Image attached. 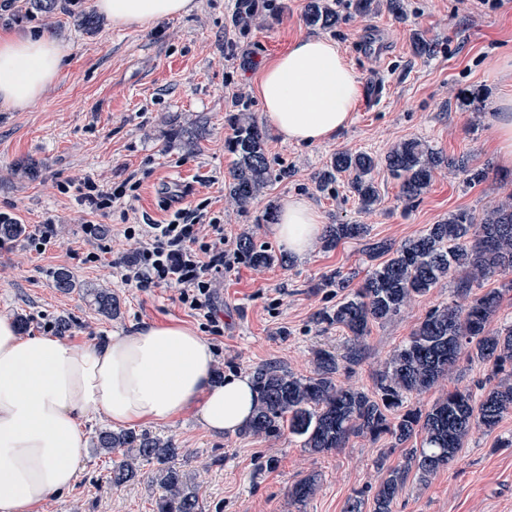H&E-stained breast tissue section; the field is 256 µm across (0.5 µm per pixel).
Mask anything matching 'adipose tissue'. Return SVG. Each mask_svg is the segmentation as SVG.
Instances as JSON below:
<instances>
[{"label":"adipose tissue","mask_w":512,"mask_h":512,"mask_svg":"<svg viewBox=\"0 0 512 512\" xmlns=\"http://www.w3.org/2000/svg\"><path fill=\"white\" fill-rule=\"evenodd\" d=\"M118 25L159 23L190 12L192 0H96ZM66 53L49 34L0 38V103L33 105L54 82ZM262 115L282 141L318 145L352 122L360 80L338 45L304 36L265 66ZM323 230L307 198L287 196L271 232L290 254L308 255ZM213 350L188 326L145 325L106 342L76 346L59 336H23L0 317V512H32L76 482L87 448L83 424L166 422L197 409L203 427L233 433L251 417L250 376L215 382Z\"/></svg>","instance_id":"obj_1"}]
</instances>
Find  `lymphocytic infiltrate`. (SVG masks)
Masks as SVG:
<instances>
[{
	"mask_svg": "<svg viewBox=\"0 0 512 512\" xmlns=\"http://www.w3.org/2000/svg\"><path fill=\"white\" fill-rule=\"evenodd\" d=\"M138 182L125 180L108 188L87 179L76 186L80 201L94 212L107 214L114 206L131 201ZM127 239L138 242L133 257L113 259L122 283L137 288L177 285L178 300L204 329L219 335L223 329L214 312L213 282L217 274L233 269L237 254L224 234L221 216H210L203 207L177 208L162 224H129Z\"/></svg>",
	"mask_w": 512,
	"mask_h": 512,
	"instance_id": "f902f5d3",
	"label": "lymphocytic infiltrate"
}]
</instances>
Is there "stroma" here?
<instances>
[{"mask_svg": "<svg viewBox=\"0 0 512 512\" xmlns=\"http://www.w3.org/2000/svg\"><path fill=\"white\" fill-rule=\"evenodd\" d=\"M238 0H194L188 14L148 28L112 24L94 0H77V12L91 17V28L77 27L66 0L47 13H34L30 0H15L0 11V34L26 30L55 35L66 47L57 81L37 103L14 111L0 106V212L28 231L45 219L57 224V239L45 251L30 248L27 238L0 242V316L27 323L26 335L39 336L43 325L59 316L71 321L65 337L84 345L103 341L115 331L142 325L200 323L170 288L124 285L107 261L86 262L100 244L131 254L121 237L124 223L166 221V192L185 191L184 205L208 201L224 216L230 242L253 233L258 244L283 255L270 233L276 202L289 195L309 199L324 223L366 225V240H347L335 249L314 246L303 258L254 269L239 262L216 284L222 335H207L220 376L252 374L277 364L297 375L312 374L313 353L320 348L345 350L347 336L317 324L314 315L340 299L335 289L320 287L323 275L339 270L361 284L372 263L366 242L395 244L419 235L448 214L467 211L482 216L512 200V169L502 168L492 149L490 116L502 85L512 76L490 71L491 60L512 55V0L498 6L483 0H404L406 13L396 18L379 0L364 16L339 0L340 23L309 26V0H252L255 10L237 15ZM437 44L433 56L413 51L414 34ZM303 35L336 42L360 78L361 97L354 120L336 140L320 145L285 143L268 134L266 153L274 168H287L286 180L271 182L249 213L232 210L224 199V181L232 157L224 149L232 130L225 117L242 110L260 116L258 81L262 69L286 53ZM196 129L193 148L171 139L172 129ZM419 139L451 159H466L485 171L480 181L448 167L436 170L427 191L412 206L399 199V183L385 166L374 179L380 202L361 212L338 176L328 190H318L315 175L339 151L384 156L395 144ZM136 175L141 186L128 210L90 218L77 204L69 183L90 177L103 185ZM96 220L99 236L86 231ZM71 272L76 288L64 293L53 274ZM457 277L441 281L401 316L374 324L359 362L340 371V382L374 390L391 352L411 336L426 312L448 303H465ZM107 288L120 303L112 318L98 312L89 291ZM491 374L490 365L460 359L437 388L412 395V406L427 409L448 390H477ZM146 431L173 439L181 450L175 465L199 489L201 512H347L362 498V512L388 465L404 460L403 450L388 453V441L358 436L345 448L313 454L292 437H256L244 433L214 435L195 411L166 424L149 423ZM512 412L493 431L474 430L454 464L428 483L408 476L393 512H512ZM112 460L87 447L79 477L68 492L50 497L34 512H155L161 490L147 478L112 487ZM316 476L315 494L303 503L289 488Z\"/></svg>", "mask_w": 512, "mask_h": 512, "instance_id": "1", "label": "stroma"}]
</instances>
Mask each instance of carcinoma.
I'll return each mask as SVG.
<instances>
[{
  "mask_svg": "<svg viewBox=\"0 0 512 512\" xmlns=\"http://www.w3.org/2000/svg\"><path fill=\"white\" fill-rule=\"evenodd\" d=\"M306 21L311 27L331 28L339 22V15L326 0H310ZM227 122L233 136L225 141L224 148L233 161L225 191L237 211L247 213L267 185L276 178H286L288 171H276L271 166L265 149L266 131L251 113H232ZM378 165L379 160L369 153L340 151L327 169L318 173L317 182L325 188L337 174L349 173L350 188L360 209L368 211L379 200L372 177ZM443 165L467 170L465 161L450 160L417 139L395 145L385 156L387 170L399 180V199L407 205L425 193L435 171ZM366 236L363 224H329L322 247L332 249L342 241ZM365 251L381 262L371 267L358 288H349V277L339 270L315 284L317 288L346 291L342 300L315 315L317 323L347 333L345 352L315 351L314 370L309 376L273 365L256 368L258 403L243 432L268 438L286 432L315 454L343 448L353 436H368L373 440L387 438L390 455L410 439L421 437L420 447L410 449L405 464L388 468L375 488L372 512H393L410 470L416 471L420 482H428L456 460L473 429L496 428L512 409V325L490 328L504 289L489 288L464 305L450 303L430 309L409 339L390 355L374 391L340 384L336 376L344 363L357 359L373 324L396 318L440 281L458 274L459 287L468 293L489 277L511 273L512 203L494 208L481 219L459 211L399 245L369 242ZM237 252L255 269L277 260L257 245L250 233L240 235ZM94 300L98 311L107 316L113 317L120 310L119 301L106 288L95 289ZM463 354L470 360L492 364V376L501 374L503 378L481 386L477 393L450 390L425 411L409 407L410 396L437 386ZM95 448L107 454L122 452V459L112 461V485L123 486L149 473L162 489L155 502L156 512H198L197 486L171 466L179 456L173 441L147 432L102 429L96 435ZM146 466L153 470L144 472ZM316 487L317 478L310 475L293 484L288 496L304 503Z\"/></svg>",
  "mask_w": 512,
  "mask_h": 512,
  "instance_id": "carcinoma-1",
  "label": "carcinoma"
}]
</instances>
